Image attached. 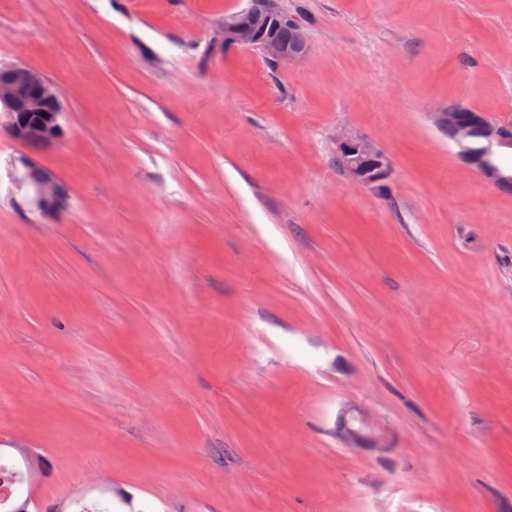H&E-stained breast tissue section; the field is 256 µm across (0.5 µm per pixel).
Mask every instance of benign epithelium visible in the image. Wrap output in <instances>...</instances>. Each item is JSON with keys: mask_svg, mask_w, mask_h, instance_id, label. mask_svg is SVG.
Here are the masks:
<instances>
[{"mask_svg": "<svg viewBox=\"0 0 512 512\" xmlns=\"http://www.w3.org/2000/svg\"><path fill=\"white\" fill-rule=\"evenodd\" d=\"M278 14L272 0H250L246 8L224 17V44L257 49L277 67L304 59L309 53L304 28L295 26L290 41H281L273 33ZM0 110L7 117L14 140L33 150L57 144L66 136L58 90L38 69L26 64L0 61ZM431 119L437 128L454 129L459 157L486 182L498 186L512 181L468 148L476 132L482 134L487 154L504 146L512 148L511 123L491 120L485 113L460 104H450L431 113ZM335 143L343 171L352 183L373 188L381 182H390L391 163L380 148L365 138L341 131L336 133ZM23 168L22 175L15 177L14 182L32 192L35 210L48 219L63 211L67 196L55 175L28 160L23 162ZM337 434L352 447H361L369 440L365 420L352 427L346 412L340 416Z\"/></svg>", "mask_w": 512, "mask_h": 512, "instance_id": "benign-epithelium-1", "label": "benign epithelium"}]
</instances>
